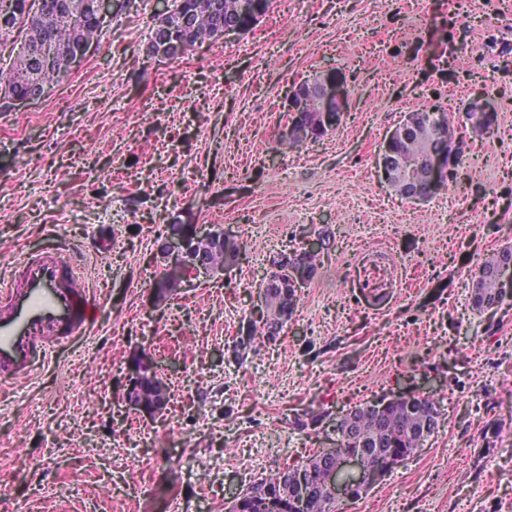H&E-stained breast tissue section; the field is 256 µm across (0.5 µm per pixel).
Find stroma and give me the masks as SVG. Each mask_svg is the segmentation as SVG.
I'll list each match as a JSON object with an SVG mask.
<instances>
[{
  "label": "stroma",
  "instance_id": "obj_1",
  "mask_svg": "<svg viewBox=\"0 0 512 512\" xmlns=\"http://www.w3.org/2000/svg\"><path fill=\"white\" fill-rule=\"evenodd\" d=\"M156 0H128L42 99L0 111V275L47 237L106 279L92 329L34 376L0 381L10 512H226L230 493L335 446L354 405L428 390L442 421L347 512H512V297L473 310L479 263L512 243V0H274L248 31L148 54ZM341 73L340 126L279 143L286 97ZM497 120L465 129L469 102ZM444 110L456 182L415 204L376 173L404 113ZM241 246L224 275L157 300L172 225ZM328 230L279 339L246 359L274 256ZM162 414L122 400L135 355ZM79 487L70 496V487Z\"/></svg>",
  "mask_w": 512,
  "mask_h": 512
}]
</instances>
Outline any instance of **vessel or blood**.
Here are the masks:
<instances>
[{
  "label": "vessel or blood",
  "instance_id": "1",
  "mask_svg": "<svg viewBox=\"0 0 512 512\" xmlns=\"http://www.w3.org/2000/svg\"><path fill=\"white\" fill-rule=\"evenodd\" d=\"M61 239L0 277V380L24 379L97 321L100 302Z\"/></svg>",
  "mask_w": 512,
  "mask_h": 512
}]
</instances>
